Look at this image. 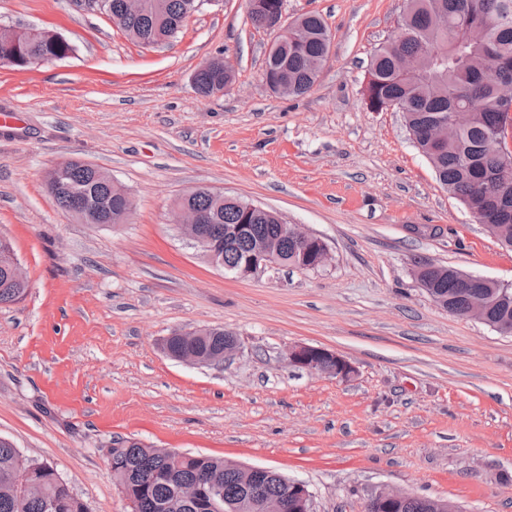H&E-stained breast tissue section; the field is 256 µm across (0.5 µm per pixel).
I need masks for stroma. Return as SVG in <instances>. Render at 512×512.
Returning a JSON list of instances; mask_svg holds the SVG:
<instances>
[{
    "instance_id": "obj_1",
    "label": "stroma",
    "mask_w": 512,
    "mask_h": 512,
    "mask_svg": "<svg viewBox=\"0 0 512 512\" xmlns=\"http://www.w3.org/2000/svg\"><path fill=\"white\" fill-rule=\"evenodd\" d=\"M405 0H284L326 21L330 55L307 94L263 78L272 31L246 0H204L178 38L130 41L80 0H0V24L62 36L71 54L0 66V237L29 280L0 306V437L52 465L88 512H131L108 463L114 437L224 456L303 481L314 512H363L390 486L461 512H512V336L435 306L416 259L512 284L507 251L441 186L402 112L368 108L375 50ZM224 54L231 90L191 77ZM103 168L132 199L128 223L84 224L46 188L55 165ZM208 187L276 211L332 253L318 270L239 279L172 222ZM221 327L220 367L161 341ZM297 344L347 358L345 381L288 366Z\"/></svg>"
}]
</instances>
